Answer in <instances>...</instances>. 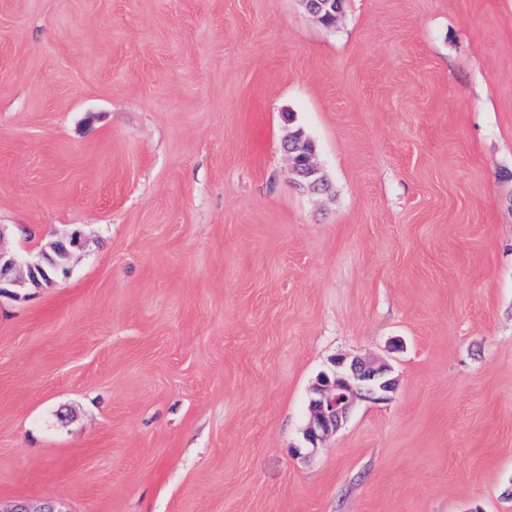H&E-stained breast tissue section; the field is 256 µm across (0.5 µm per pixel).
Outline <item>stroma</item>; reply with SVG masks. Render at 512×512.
<instances>
[{"label": "stroma", "instance_id": "1", "mask_svg": "<svg viewBox=\"0 0 512 512\" xmlns=\"http://www.w3.org/2000/svg\"><path fill=\"white\" fill-rule=\"evenodd\" d=\"M0 225V506L512 512V0H0ZM306 11L319 23L324 26H332L336 23L337 14L340 12L336 7L335 0H321L318 5L313 1L303 0ZM284 149L291 162V171L298 178V184L313 193H323L329 188L321 169L313 162V146L300 133L286 136ZM305 189V190H306ZM81 245V234L74 231L67 239L57 242L52 247L53 256L42 252L40 259L33 257L29 252L8 253L0 248V294L8 292V288L23 286L27 281L33 285L53 283L55 278L39 279V274L45 273V265L50 263L68 271L69 259ZM330 372L332 376L323 373L318 379L310 399L311 419L306 436L314 447L337 430L355 400H382L395 385L384 366L361 358L349 360L340 355Z\"/></svg>", "mask_w": 512, "mask_h": 512}]
</instances>
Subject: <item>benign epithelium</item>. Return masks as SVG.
Returning <instances> with one entry per match:
<instances>
[{
	"instance_id": "obj_1",
	"label": "benign epithelium",
	"mask_w": 512,
	"mask_h": 512,
	"mask_svg": "<svg viewBox=\"0 0 512 512\" xmlns=\"http://www.w3.org/2000/svg\"><path fill=\"white\" fill-rule=\"evenodd\" d=\"M306 11L320 24L328 27L336 23L339 9L336 0H320L315 5L303 0ZM284 149L291 162V171L298 184L313 192L323 193L329 184L321 169L313 162V146L300 133L286 136ZM82 245L81 234L74 231L53 246V254L46 252L36 258L30 253L5 252L0 248V294L26 283L51 284L53 279L39 278L45 273V265L65 268L73 252ZM394 388V381L387 376V369L361 358L336 357L331 373H324L313 388L310 399L311 419L306 436L312 446H317L325 436L334 432L347 417L357 399L381 400Z\"/></svg>"
}]
</instances>
